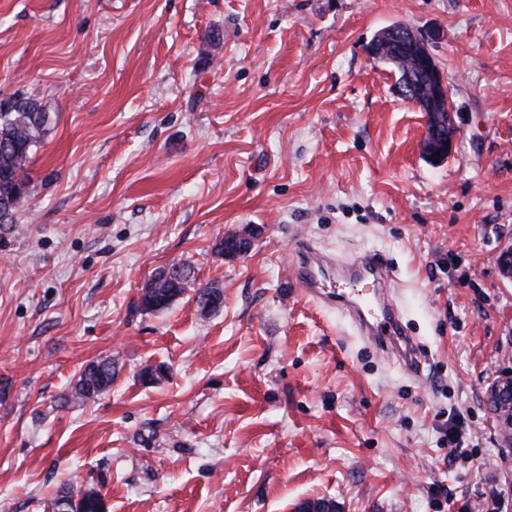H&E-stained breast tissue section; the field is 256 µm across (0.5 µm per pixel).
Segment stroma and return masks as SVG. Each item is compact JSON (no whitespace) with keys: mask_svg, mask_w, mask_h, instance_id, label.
<instances>
[{"mask_svg":"<svg viewBox=\"0 0 512 512\" xmlns=\"http://www.w3.org/2000/svg\"><path fill=\"white\" fill-rule=\"evenodd\" d=\"M399 24L454 104L442 161L368 53ZM19 100L52 123L0 230V512H52L65 486L107 512H512L486 403L512 370V0H0V102ZM303 239L388 263L419 373L305 297ZM182 264L194 288L142 310ZM108 356L111 389L74 400ZM179 268L187 273V277L182 281L175 279V282L171 281L166 271H159L155 274L152 280L143 288L142 298L140 296L141 303L140 307L147 312H157L169 308V306L181 295H183L187 288H189L193 282H191V272L185 266L173 265L170 268ZM470 436L467 432L463 418L456 414L448 423V456L455 458L465 453V448H469Z\"/></svg>","mask_w":512,"mask_h":512,"instance_id":"1","label":"stroma"}]
</instances>
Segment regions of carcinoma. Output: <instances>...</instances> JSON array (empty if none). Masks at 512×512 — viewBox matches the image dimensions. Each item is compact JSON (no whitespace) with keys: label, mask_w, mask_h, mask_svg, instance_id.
<instances>
[{"label":"carcinoma","mask_w":512,"mask_h":512,"mask_svg":"<svg viewBox=\"0 0 512 512\" xmlns=\"http://www.w3.org/2000/svg\"><path fill=\"white\" fill-rule=\"evenodd\" d=\"M374 59L395 67L399 73V84L414 79L419 83L420 97L429 91L427 78L421 73L417 55L430 54L424 43L415 49L399 46L397 31L391 27L380 31L369 45ZM51 123V114L34 102L20 103L8 110L0 108V224H11L23 194L27 188L23 173L29 155L39 140L45 135ZM192 285L191 277L171 281L164 271L155 274L143 288L140 307L146 312H157L169 306ZM222 300L221 291L205 286L197 289V301L203 308L209 309ZM116 366L112 359L106 358L87 364L79 372L72 397L92 400L112 387ZM102 495L92 491L82 495L79 505L71 512H104Z\"/></svg>","instance_id":"obj_1"}]
</instances>
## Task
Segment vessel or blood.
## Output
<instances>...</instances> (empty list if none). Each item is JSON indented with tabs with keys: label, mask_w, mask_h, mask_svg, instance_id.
Returning <instances> with one entry per match:
<instances>
[{
	"label": "vessel or blood",
	"mask_w": 512,
	"mask_h": 512,
	"mask_svg": "<svg viewBox=\"0 0 512 512\" xmlns=\"http://www.w3.org/2000/svg\"><path fill=\"white\" fill-rule=\"evenodd\" d=\"M298 280L310 296H318V272L307 247L299 249ZM340 278L345 288L340 296V305L352 317L362 336L382 350L395 353L408 371H416L418 364L412 344L403 335L389 300V291L385 289V270L377 256H366L362 261L342 265ZM373 279L378 285L374 300L359 298L356 291L358 283Z\"/></svg>",
	"instance_id": "b4317fda"
}]
</instances>
